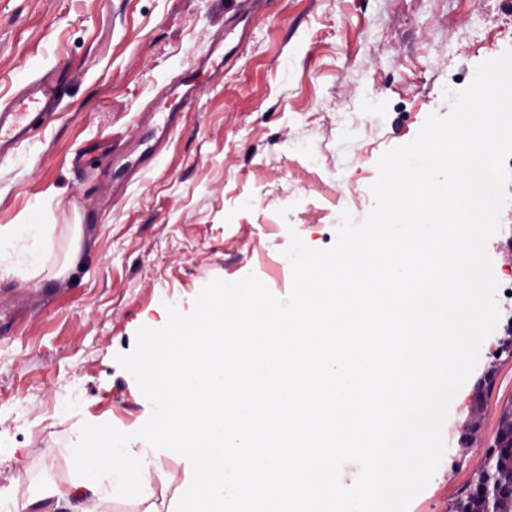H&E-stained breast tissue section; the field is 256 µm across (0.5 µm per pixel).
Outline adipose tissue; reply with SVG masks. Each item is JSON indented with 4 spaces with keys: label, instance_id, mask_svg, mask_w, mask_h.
<instances>
[{
    "label": "adipose tissue",
    "instance_id": "1",
    "mask_svg": "<svg viewBox=\"0 0 512 512\" xmlns=\"http://www.w3.org/2000/svg\"><path fill=\"white\" fill-rule=\"evenodd\" d=\"M54 227L42 223L40 214L27 216L24 223L0 226V241L25 238L37 242L39 251L28 261L29 267H37L43 253L53 246ZM81 464L77 470L79 484L85 488L98 486L103 479H111L112 490L133 497L143 496L140 477L148 471L150 462L145 453L127 448L122 436L109 429L96 433L80 452Z\"/></svg>",
    "mask_w": 512,
    "mask_h": 512
}]
</instances>
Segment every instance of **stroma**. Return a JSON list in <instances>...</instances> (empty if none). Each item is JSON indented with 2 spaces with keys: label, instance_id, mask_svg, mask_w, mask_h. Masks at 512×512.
<instances>
[{
  "label": "stroma",
  "instance_id": "stroma-1",
  "mask_svg": "<svg viewBox=\"0 0 512 512\" xmlns=\"http://www.w3.org/2000/svg\"><path fill=\"white\" fill-rule=\"evenodd\" d=\"M225 0H0V101L54 73L58 108L30 143L0 163V225L42 209L54 249L38 275L33 241L0 243V512H73L40 499L76 481L83 423L138 429L151 405L115 361L138 328L162 327L167 305L189 312L219 278L255 274L277 297L292 285L290 232L331 247L341 211L373 206L376 162L412 141L429 115H447L477 67L512 49V0H260L232 32ZM212 54L201 93L177 102L180 127L150 167L117 191L106 136L134 146L152 100L196 57ZM371 105L341 128L336 109ZM290 207L288 218L279 208ZM79 257L68 262L72 225ZM497 323L442 429L439 472L408 512H452L480 469L494 398L512 393V360ZM499 373L492 402L475 388ZM146 499L97 493L99 512H174L190 470L147 448ZM168 482H161V475Z\"/></svg>",
  "mask_w": 512,
  "mask_h": 512
}]
</instances>
